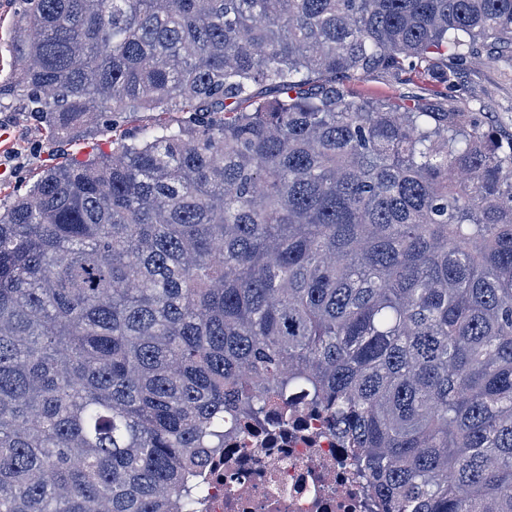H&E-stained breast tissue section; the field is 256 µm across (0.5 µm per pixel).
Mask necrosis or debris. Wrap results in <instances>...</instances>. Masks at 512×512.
I'll return each instance as SVG.
<instances>
[{
    "label": "necrosis or debris",
    "mask_w": 512,
    "mask_h": 512,
    "mask_svg": "<svg viewBox=\"0 0 512 512\" xmlns=\"http://www.w3.org/2000/svg\"><path fill=\"white\" fill-rule=\"evenodd\" d=\"M327 415L305 392L248 433L226 432L208 460L195 512H372Z\"/></svg>",
    "instance_id": "obj_1"
}]
</instances>
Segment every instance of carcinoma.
I'll return each mask as SVG.
<instances>
[{"mask_svg":"<svg viewBox=\"0 0 512 512\" xmlns=\"http://www.w3.org/2000/svg\"><path fill=\"white\" fill-rule=\"evenodd\" d=\"M16 4L49 139L178 117L0 207V512H194L294 388L383 512H512V137L336 83L512 53V0Z\"/></svg>","mask_w":512,"mask_h":512,"instance_id":"carcinoma-1","label":"carcinoma"}]
</instances>
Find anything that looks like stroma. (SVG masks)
Returning a JSON list of instances; mask_svg holds the SVG:
<instances>
[{
	"instance_id": "35a3bbf8",
	"label": "stroma",
	"mask_w": 512,
	"mask_h": 512,
	"mask_svg": "<svg viewBox=\"0 0 512 512\" xmlns=\"http://www.w3.org/2000/svg\"><path fill=\"white\" fill-rule=\"evenodd\" d=\"M339 82L365 97L417 100L433 112H474L502 136L512 135V59L507 57L480 65L441 56L430 71L377 69L340 77ZM111 146L112 132L103 128L62 145L53 142L38 132L22 98H0V204H8L42 170L70 158L87 159Z\"/></svg>"
}]
</instances>
